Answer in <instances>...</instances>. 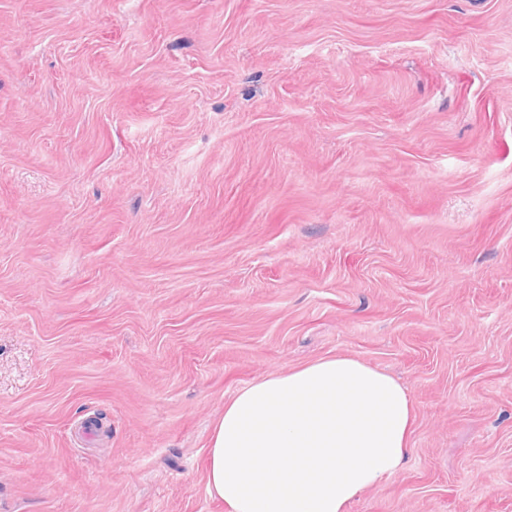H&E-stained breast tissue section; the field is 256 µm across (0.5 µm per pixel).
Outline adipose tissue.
<instances>
[{
    "instance_id": "1",
    "label": "adipose tissue",
    "mask_w": 512,
    "mask_h": 512,
    "mask_svg": "<svg viewBox=\"0 0 512 512\" xmlns=\"http://www.w3.org/2000/svg\"><path fill=\"white\" fill-rule=\"evenodd\" d=\"M412 422L393 377L322 358L235 393L213 426L207 488L227 512H346L399 472Z\"/></svg>"
}]
</instances>
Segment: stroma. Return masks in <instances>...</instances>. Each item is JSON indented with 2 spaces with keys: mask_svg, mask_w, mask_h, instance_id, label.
<instances>
[{
  "mask_svg": "<svg viewBox=\"0 0 512 512\" xmlns=\"http://www.w3.org/2000/svg\"><path fill=\"white\" fill-rule=\"evenodd\" d=\"M333 355L414 409L348 512H512V0H0V512H225Z\"/></svg>",
  "mask_w": 512,
  "mask_h": 512,
  "instance_id": "1",
  "label": "stroma"
}]
</instances>
